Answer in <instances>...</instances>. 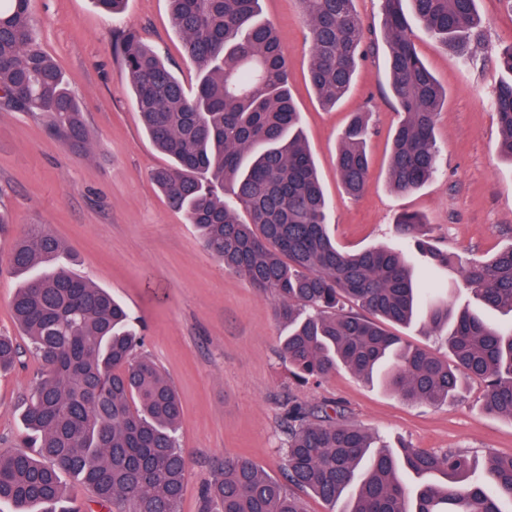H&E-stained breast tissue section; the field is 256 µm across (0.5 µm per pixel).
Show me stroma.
Masks as SVG:
<instances>
[{
	"label": "stroma",
	"instance_id": "35a3bbf8",
	"mask_svg": "<svg viewBox=\"0 0 512 512\" xmlns=\"http://www.w3.org/2000/svg\"><path fill=\"white\" fill-rule=\"evenodd\" d=\"M260 8L288 55V86L332 204L337 245L349 251L402 248L427 278L433 298L494 326L511 323V316L475 300L456 270L437 268L425 254L403 246L394 222L402 212L419 213L437 246L470 259L483 261L512 246V162L496 150L500 129L489 105L501 78L496 56L512 44V5L477 0L483 43L467 69L452 50L413 25L417 52L446 100L435 127L440 171L405 195L394 192L388 179L390 137L401 115L387 96L379 0H355L374 49L357 69L348 96L330 109L321 106L308 81L309 30L297 0H262ZM33 11L37 38L64 71L92 147L72 152L42 121L0 107V210L11 223L10 236L0 239V334L27 342L10 310L20 283L10 268L11 245L30 225H46L70 248L61 265L128 307L144 329L143 354L162 368L181 399L179 443L189 468L181 512H200L201 489L228 455L247 456L267 475L283 479L282 413L291 399L336 402L352 423L395 448L405 443L435 453L459 449L481 461L512 455V420L482 411L479 382L464 381L448 403L415 405L344 368L319 381L293 375L280 350L287 329L272 300L225 272L194 225L168 207L150 179L167 158L142 130L113 43L119 31H136L186 88H195L198 72L183 55L167 0H127L117 16L93 0H33ZM360 110L369 114L371 166L364 192L353 198L341 185L335 156L342 129ZM40 367L29 354L0 373V453L18 450L24 433L20 410Z\"/></svg>",
	"mask_w": 512,
	"mask_h": 512
}]
</instances>
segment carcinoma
Returning <instances> with one entry per match:
<instances>
[{
    "instance_id": "1",
    "label": "carcinoma",
    "mask_w": 512,
    "mask_h": 512,
    "mask_svg": "<svg viewBox=\"0 0 512 512\" xmlns=\"http://www.w3.org/2000/svg\"><path fill=\"white\" fill-rule=\"evenodd\" d=\"M168 2L198 71L194 91L136 32L122 31L114 43L144 131L169 159L151 179L224 270L274 301L288 325L281 352L293 374L318 380L345 368L370 380L389 359L384 382L405 401L446 402L463 380H475L483 385L484 411L512 420V324L492 327L446 302L429 305L433 330L453 321L446 358L381 326L410 322L427 285L400 250L351 253L332 241L328 203L288 89V60L273 26L260 19L259 0ZM379 2L388 86L403 114L388 176L395 191L410 193L439 171L435 126L445 98L417 53L411 21L468 64L481 41V19L476 0ZM300 3L310 34L309 80L320 104L333 108L349 94L372 45L353 0ZM33 29L32 0H0V106L36 115L82 153L89 144L83 112ZM497 65L504 74L491 94L497 151L512 161V45ZM369 135L366 113L356 112L340 137L336 170L351 196L369 177ZM395 232L437 267L461 266L473 297L512 315V245L463 266L425 239L418 215L401 214ZM67 251L42 225L11 251V267L22 278L12 316L43 370L22 411L24 451L0 454V505L73 512L63 505L68 476L108 512H180L188 472L178 441L181 401L159 367L138 354L141 337L129 310L57 265ZM21 357V347L0 336V370ZM283 421L286 482L247 457L226 456L202 490V512H305L292 487L328 504L348 500L340 512H503L500 504L512 503V456L489 459L479 473L460 450L394 453L336 404L290 401ZM402 468L422 479L413 493L399 479ZM433 474L441 479L426 481Z\"/></svg>"
}]
</instances>
